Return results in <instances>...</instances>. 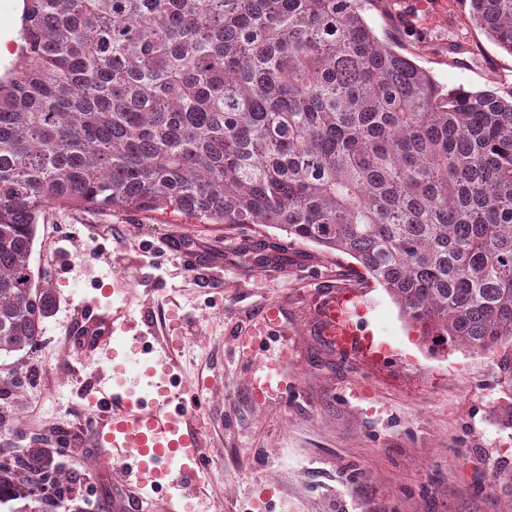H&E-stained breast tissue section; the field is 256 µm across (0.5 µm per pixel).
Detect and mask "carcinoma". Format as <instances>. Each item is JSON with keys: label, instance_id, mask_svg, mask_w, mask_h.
Segmentation results:
<instances>
[{"label": "carcinoma", "instance_id": "cac0c4a2", "mask_svg": "<svg viewBox=\"0 0 512 512\" xmlns=\"http://www.w3.org/2000/svg\"><path fill=\"white\" fill-rule=\"evenodd\" d=\"M372 0H25L0 79V355L56 298L46 206L263 224L355 259L432 348L512 341V87L445 88ZM512 55V0H469ZM512 396V348L497 359ZM60 448H0V507L50 512Z\"/></svg>", "mask_w": 512, "mask_h": 512}]
</instances>
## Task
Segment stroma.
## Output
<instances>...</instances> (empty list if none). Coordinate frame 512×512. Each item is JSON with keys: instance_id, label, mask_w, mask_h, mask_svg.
<instances>
[{"instance_id": "stroma-1", "label": "stroma", "mask_w": 512, "mask_h": 512, "mask_svg": "<svg viewBox=\"0 0 512 512\" xmlns=\"http://www.w3.org/2000/svg\"><path fill=\"white\" fill-rule=\"evenodd\" d=\"M466 0L425 8L381 0L367 18L379 35L451 88L512 85V54L467 22ZM463 50L460 63L449 45ZM201 268L183 266L180 253ZM36 282L52 288L54 314L29 353L0 357V445L16 439L70 447L77 495L112 501L110 469L91 468L87 432L95 380L127 365L115 329V360L69 351L90 311L141 321L142 366L169 355L179 377L199 386L193 410L213 477L197 497L144 486L135 512H512V430L494 413L507 398L495 353L455 346L431 352L382 286L359 264L259 224L199 221L177 212L46 207L31 256ZM124 272L122 282L113 272ZM348 297L351 344L324 334L327 304ZM281 307L291 382L276 401L251 392L238 336L262 308ZM34 371V387L14 375Z\"/></svg>"}]
</instances>
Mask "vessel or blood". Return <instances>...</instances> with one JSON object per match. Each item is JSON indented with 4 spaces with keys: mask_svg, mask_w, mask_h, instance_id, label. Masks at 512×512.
Masks as SVG:
<instances>
[{
    "mask_svg": "<svg viewBox=\"0 0 512 512\" xmlns=\"http://www.w3.org/2000/svg\"><path fill=\"white\" fill-rule=\"evenodd\" d=\"M280 314V308H265L258 326L237 339L238 354L251 368V390L264 400L281 398L288 386L283 368L288 360L287 342L273 347L264 343L271 328L280 325ZM111 338V316L92 313L77 344L92 354L105 351ZM175 380L174 374L164 373L154 384V396L145 401L135 397L133 388L111 384L109 376L99 379V416L90 444L98 450L99 463L117 466L123 476L112 495V512H129L135 488L145 483L191 489L205 463L192 408L187 399L170 390Z\"/></svg>",
    "mask_w": 512,
    "mask_h": 512,
    "instance_id": "1",
    "label": "vessel or blood"
}]
</instances>
